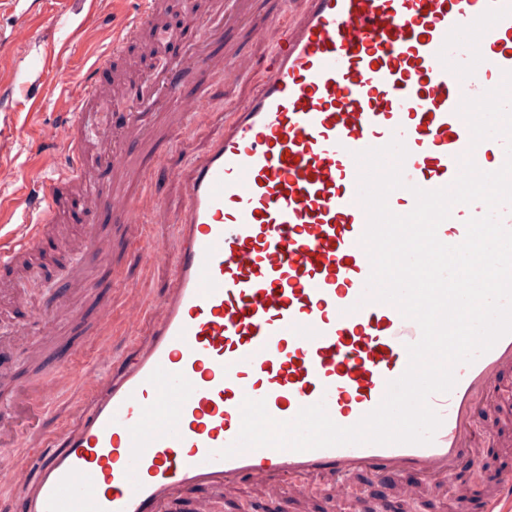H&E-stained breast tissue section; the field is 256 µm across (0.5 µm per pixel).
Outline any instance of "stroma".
<instances>
[{"label": "stroma", "mask_w": 512, "mask_h": 512, "mask_svg": "<svg viewBox=\"0 0 512 512\" xmlns=\"http://www.w3.org/2000/svg\"><path fill=\"white\" fill-rule=\"evenodd\" d=\"M213 0H165L169 18H183L176 47L168 64L181 67L193 64L199 53L225 56L242 50L251 54L257 64L273 55V45L250 41L248 28L265 22L281 12L282 0H248L245 17L228 13L219 19L218 30L197 23L196 18L211 12ZM47 20L37 30L40 43L54 47L60 59L61 77L38 108L36 115L20 111L17 115L20 132L0 150V163L21 170L26 179L39 180L58 177V170L41 169L37 162L40 144L50 143L65 103L79 97L87 66L112 45V5L100 0L89 5L86 0H51L47 6ZM150 59L147 36L130 43L124 53L104 65L98 74L99 93H108L113 79L122 80L131 88H150L160 83L163 69L148 67ZM257 75L215 77L194 83L186 82L182 94H205L212 113L198 127L190 142L193 150L206 147L209 139L220 132L229 120L235 106L248 97L257 85ZM114 109L139 119L145 129L142 140L128 139L125 124H107L105 113L91 117L83 133L86 166L93 182L113 184L129 195H147L154 202L173 209L179 203L180 189L176 182L155 175L154 165L177 167L186 161V155L169 129L176 119L174 106L158 107L150 102L127 104L117 98ZM69 206L61 210L55 225L44 232L38 253L53 258L62 270L49 280L31 277L21 264L11 268L0 266V373L13 377L12 386L0 395V412L14 416L13 446L17 454H26L33 434L47 437L77 423L76 402H89L91 396L83 387H74L56 401L31 411L23 392L36 376L27 361L33 350H40L44 361V375L68 366L71 362L90 363L96 339L93 327L99 308L111 301L113 293L126 281L146 278L153 295H162L169 288L173 272L169 269L147 270L145 244L126 235L117 224L107 220L101 210L86 206L84 193L73 190ZM96 232L109 240L110 254L106 259L84 255L82 243L88 232ZM69 302L78 311L77 319L66 315L57 318L55 335L43 334L40 318L54 310L60 302ZM482 418L496 421L498 435L489 444L494 453V464L487 478L491 485L512 475V375L502 379L500 387L481 412ZM462 472L451 479H440L439 486L419 504L420 512H485L486 494L483 489L468 493L466 500L448 496L449 483H463ZM200 498L211 499L220 512H239L246 503L263 504V489L244 483L238 500L227 501L215 490L191 488L180 498L182 512H190Z\"/></svg>", "instance_id": "stroma-1"}]
</instances>
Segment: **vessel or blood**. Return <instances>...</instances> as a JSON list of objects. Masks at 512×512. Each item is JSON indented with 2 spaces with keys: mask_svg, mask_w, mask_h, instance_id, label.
<instances>
[{
  "mask_svg": "<svg viewBox=\"0 0 512 512\" xmlns=\"http://www.w3.org/2000/svg\"><path fill=\"white\" fill-rule=\"evenodd\" d=\"M250 32L276 52L260 69L257 91L202 152L172 169L181 206L153 205L152 221L171 224L152 238L150 268L173 269L159 297L141 281L123 286L122 336L142 337L134 358L115 368L113 308L96 319L91 366L64 368L34 386L40 407L74 384L91 392L79 423L26 457L0 448V487L14 490L19 512H175L187 487L219 491L232 500L247 480L274 490L289 478L296 499L313 496L311 477L333 475V500L353 495L359 473L399 477L398 495L420 500L451 475L464 449L489 438L477 411L492 387L512 372V334L472 363L454 368L456 384L432 395L442 420L425 445H342L309 451L258 448L230 458L244 399L264 400L269 415L293 419L324 403L343 427L382 401L389 382L407 368V347L421 331L390 304L359 305L371 272L360 239L366 213L358 201L354 153L401 140L405 187L388 204L409 213L412 187L433 190L456 177L458 158L476 165L504 163L505 142L471 146L458 115L462 98H476L512 71V0H296ZM46 0H0L17 23L0 31V83L15 82L24 103L37 108L44 82L20 77L19 64L45 73L48 56L31 55L33 22ZM114 17L112 51L120 53L157 11ZM256 70L245 53L207 57L163 80L155 100L175 102L185 119L209 111L207 99L187 97L181 83ZM84 100L66 113L57 135L69 145L68 179L87 182L79 145ZM39 193L0 201V261L35 249L43 234ZM116 222L136 226L142 204L103 187L86 198ZM483 203L461 205L438 227L440 240H464L465 222ZM486 512H512V481L500 482Z\"/></svg>",
  "mask_w": 512,
  "mask_h": 512,
  "instance_id": "obj_1",
  "label": "vessel or blood"
}]
</instances>
